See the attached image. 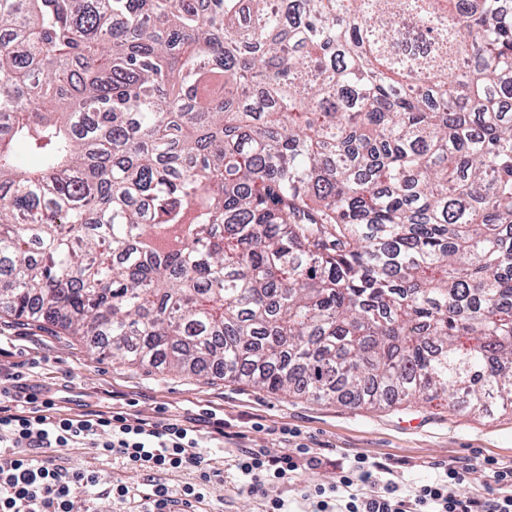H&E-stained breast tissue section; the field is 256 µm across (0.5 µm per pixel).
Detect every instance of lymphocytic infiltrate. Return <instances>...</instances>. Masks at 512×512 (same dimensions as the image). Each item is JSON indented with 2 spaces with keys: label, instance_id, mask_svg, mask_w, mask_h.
I'll use <instances>...</instances> for the list:
<instances>
[{
  "label": "lymphocytic infiltrate",
  "instance_id": "f902f5d3",
  "mask_svg": "<svg viewBox=\"0 0 512 512\" xmlns=\"http://www.w3.org/2000/svg\"><path fill=\"white\" fill-rule=\"evenodd\" d=\"M19 373L0 367V512H73L88 495L85 512H204L210 487L232 470V490L262 502L263 512H287L274 485L299 471L320 468L325 453L305 445L275 456L263 448H225L224 418L210 411L204 423L158 409L144 417L119 407L72 413L42 390L21 386ZM224 456H212L215 448ZM85 449L147 478L145 487L103 483L91 466L66 468L62 450ZM487 478L478 494L465 490L472 464L439 466L434 479L400 486L391 464L355 454L336 468L330 485L308 484L300 493L315 512H512V466L484 460ZM180 483H173V476Z\"/></svg>",
  "mask_w": 512,
  "mask_h": 512
}]
</instances>
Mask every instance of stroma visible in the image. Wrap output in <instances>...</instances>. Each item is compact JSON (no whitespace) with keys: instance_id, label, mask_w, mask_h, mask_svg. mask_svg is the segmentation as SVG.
I'll return each instance as SVG.
<instances>
[{"instance_id":"obj_1","label":"stroma","mask_w":512,"mask_h":512,"mask_svg":"<svg viewBox=\"0 0 512 512\" xmlns=\"http://www.w3.org/2000/svg\"><path fill=\"white\" fill-rule=\"evenodd\" d=\"M0 362L22 365L33 389L69 398L74 412L131 402L141 416L166 407L187 416L202 408L223 414L226 429L242 433V445L270 454L291 453L297 438L328 448L337 462L357 453L395 463V480L411 486L434 478V463L470 461L469 492L485 481L484 459L512 465V413L489 417L424 407L365 410L301 395H275L211 376L162 374L118 357L96 359L85 343L49 324H20L0 313Z\"/></svg>"}]
</instances>
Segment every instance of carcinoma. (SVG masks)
<instances>
[{
  "instance_id": "cac0c4a2",
  "label": "carcinoma",
  "mask_w": 512,
  "mask_h": 512,
  "mask_svg": "<svg viewBox=\"0 0 512 512\" xmlns=\"http://www.w3.org/2000/svg\"><path fill=\"white\" fill-rule=\"evenodd\" d=\"M0 309L273 394L512 406V5L0 0Z\"/></svg>"
}]
</instances>
